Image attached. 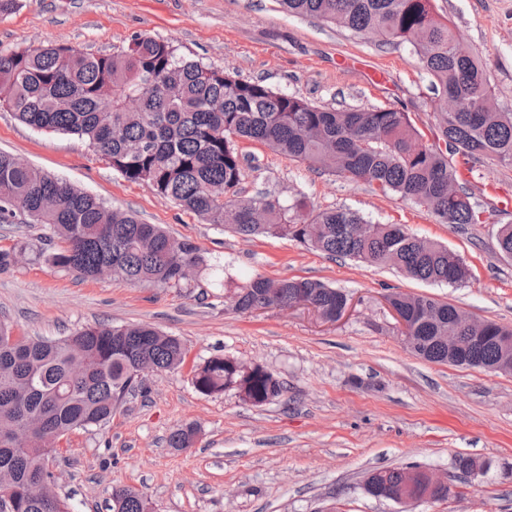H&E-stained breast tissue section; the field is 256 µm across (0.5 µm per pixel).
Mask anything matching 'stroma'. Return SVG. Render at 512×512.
Here are the masks:
<instances>
[{"mask_svg":"<svg viewBox=\"0 0 512 512\" xmlns=\"http://www.w3.org/2000/svg\"><path fill=\"white\" fill-rule=\"evenodd\" d=\"M433 7L482 57L499 110L512 112V0H433ZM140 33L317 105L407 112L426 140L434 138L432 78L408 45L378 46L289 14L278 0H20L15 13L0 16L5 51L56 44L110 53ZM0 151L195 242L210 264L182 288L88 279L31 255L0 271V320L16 333L56 339L102 320L146 322L187 350L182 369L147 375L144 390L127 396L109 423L62 441L55 489L73 512H110L116 485L145 492L155 512H398V504L365 493L370 471L414 463L448 474L459 454L488 461L489 472L465 477L459 495L417 512H512V374L414 356L385 302L392 292L427 295L512 327V260L496 250L512 207L484 200L485 223L458 228L399 196L240 141L246 195H302L323 209L402 224L472 268L465 284L432 285L292 239L233 236L127 181L84 140L31 128L3 109ZM467 179L473 194L491 182L512 198V164L483 159ZM221 270L236 284L256 275L320 280L344 291L350 309L334 323L302 306L237 313L225 305ZM217 353L263 365L284 382V395L254 406L232 389L197 392L193 366ZM187 423L199 429L194 447H168L169 433Z\"/></svg>","mask_w":512,"mask_h":512,"instance_id":"35a3bbf8","label":"stroma"}]
</instances>
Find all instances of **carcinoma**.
<instances>
[{
  "label": "carcinoma",
  "instance_id": "carcinoma-1",
  "mask_svg": "<svg viewBox=\"0 0 512 512\" xmlns=\"http://www.w3.org/2000/svg\"><path fill=\"white\" fill-rule=\"evenodd\" d=\"M289 13L330 22L380 45L406 44L416 63L432 77L435 140L428 143L408 113L396 109H336L273 91L260 81L177 54L168 42L134 36L127 47L98 55L47 45L0 52V108L38 130L75 135L106 158L130 182L144 183L209 224L242 238H291L329 257L392 267L430 284L457 285L472 270L454 250L419 238L403 224H371L342 207L317 209L305 199L244 196L241 138L261 142L317 171L367 184L430 212L442 224L483 223L484 211L462 178L460 163L482 158L512 163V113L495 104L487 74L473 53L460 46L432 0H281ZM460 104L448 113V95ZM29 212L60 247L47 256L55 267L97 278L106 270L131 285L178 288L187 284L182 266L207 268L201 249L170 237L158 224L113 210L96 196L0 152V224H15V208ZM367 224L364 233L357 225ZM500 256H512V225L497 236ZM306 294L330 315L348 300L320 280H273L256 275L227 296L240 313L266 299L284 302ZM410 322V351L432 363L455 364L450 330L461 336L475 366H493L500 357L492 341L472 344L455 330L457 307L424 295L397 293ZM186 357L181 340L150 324L96 323L50 340L15 333L0 321V501L11 512H70L66 499L46 502L37 488L54 487L52 463L59 441L76 430L106 424L125 395L143 386L139 371L179 369ZM192 384L203 395L235 389L254 406L283 393L281 381L255 364L245 372L215 354L197 366ZM39 423L34 441L16 448L8 432ZM198 428L181 425L167 437L171 448L193 447ZM376 489L406 488L405 467L372 471ZM119 512H153L151 498L136 489H112Z\"/></svg>",
  "mask_w": 512,
  "mask_h": 512
}]
</instances>
